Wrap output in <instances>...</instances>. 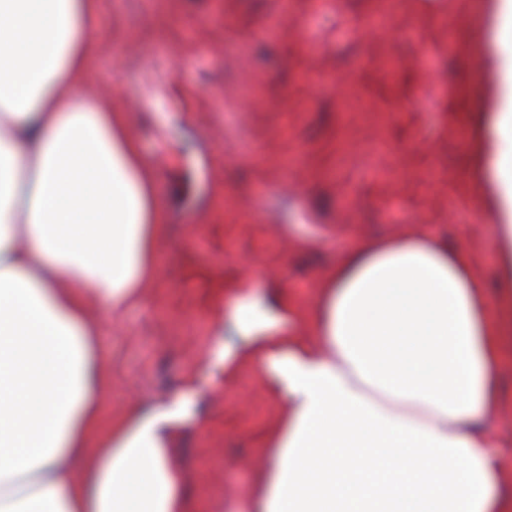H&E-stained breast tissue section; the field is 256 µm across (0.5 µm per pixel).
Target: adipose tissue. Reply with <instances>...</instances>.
<instances>
[{"mask_svg":"<svg viewBox=\"0 0 512 512\" xmlns=\"http://www.w3.org/2000/svg\"><path fill=\"white\" fill-rule=\"evenodd\" d=\"M98 0H0V512H190L172 450L186 399L100 430L104 300L137 302L165 223L125 113L87 88ZM480 189L512 299V96L492 112ZM224 373L268 364L287 409L251 512H512L491 448L512 324L471 251L425 229L362 241L316 305L240 284ZM312 332L270 334L276 319Z\"/></svg>","mask_w":512,"mask_h":512,"instance_id":"obj_1","label":"adipose tissue"}]
</instances>
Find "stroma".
<instances>
[{"mask_svg":"<svg viewBox=\"0 0 512 512\" xmlns=\"http://www.w3.org/2000/svg\"><path fill=\"white\" fill-rule=\"evenodd\" d=\"M387 2L100 0L87 84L126 114L166 216L139 300L116 317L93 306L102 418L191 394L174 464L193 512H245L286 406L270 368L224 377L234 336L216 322L239 280L306 311L353 244L413 224L500 275L471 194L492 52L482 0H399L393 36L358 37L353 22Z\"/></svg>","mask_w":512,"mask_h":512,"instance_id":"1","label":"stroma"}]
</instances>
